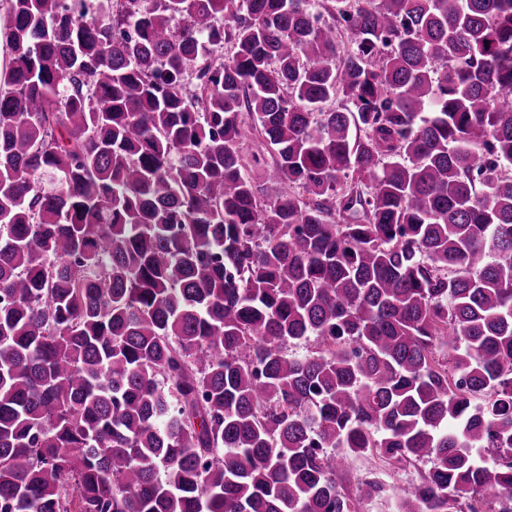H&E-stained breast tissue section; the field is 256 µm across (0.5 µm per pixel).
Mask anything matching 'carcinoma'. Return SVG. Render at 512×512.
Segmentation results:
<instances>
[{"label": "carcinoma", "mask_w": 512, "mask_h": 512, "mask_svg": "<svg viewBox=\"0 0 512 512\" xmlns=\"http://www.w3.org/2000/svg\"><path fill=\"white\" fill-rule=\"evenodd\" d=\"M0 46V512H354L371 455L512 512V0H3Z\"/></svg>", "instance_id": "cac0c4a2"}]
</instances>
